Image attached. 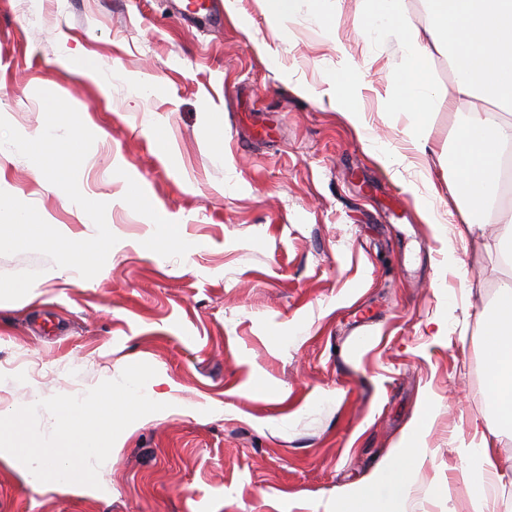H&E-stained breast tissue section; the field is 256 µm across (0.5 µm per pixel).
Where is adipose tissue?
I'll list each match as a JSON object with an SVG mask.
<instances>
[{"mask_svg":"<svg viewBox=\"0 0 512 512\" xmlns=\"http://www.w3.org/2000/svg\"><path fill=\"white\" fill-rule=\"evenodd\" d=\"M429 25L425 32L408 30L401 0H358L367 19L366 34L384 28L398 37L408 58L390 98L392 109L410 113L408 130L415 148L425 151L429 119L439 105L429 62L447 58L455 75L449 105H462V123L448 151L452 174L450 192L462 216L456 229L465 240L483 229L497 209L503 169L512 162V0H423ZM358 93L357 67L341 52L331 84V98L346 119L359 125L361 114L351 101ZM140 210L158 229L155 245L166 250L180 241L179 226L154 198L135 194ZM489 347L485 387L489 396L486 428L474 429L465 451L475 458L481 474L497 475L494 448L503 431H512V286L499 289L490 313L484 317ZM435 412L426 401L392 458L375 477L336 497V512H384V505L402 504L412 487L411 475L423 450V427Z\"/></svg>","mask_w":512,"mask_h":512,"instance_id":"obj_1","label":"adipose tissue"}]
</instances>
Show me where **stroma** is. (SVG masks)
<instances>
[{"mask_svg": "<svg viewBox=\"0 0 512 512\" xmlns=\"http://www.w3.org/2000/svg\"><path fill=\"white\" fill-rule=\"evenodd\" d=\"M336 28L360 66L359 130L326 94L340 57L303 2L277 23L235 0L214 30L167 0H0V115L37 133L40 89L78 111L97 134L79 188L106 203L118 238L90 279L0 255V285L34 293L0 295V411L84 394L138 362L156 369L145 390L166 405L120 434L96 488L35 482L0 458V512H329L392 455L426 396L438 411L406 512H471L462 472L475 463L459 445L487 416L479 314L507 276L478 234L453 245L465 277L448 268L456 110L439 105L413 156L410 119L388 105L398 40L365 38L354 0ZM75 53L108 82L68 64ZM131 187L180 224L179 245L153 250ZM0 190L61 233H96L4 147ZM495 454L486 488L494 512H512V433Z\"/></svg>", "mask_w": 512, "mask_h": 512, "instance_id": "stroma-1", "label": "stroma"}]
</instances>
